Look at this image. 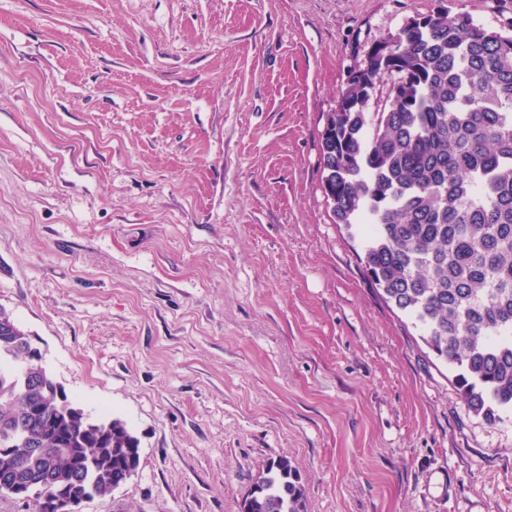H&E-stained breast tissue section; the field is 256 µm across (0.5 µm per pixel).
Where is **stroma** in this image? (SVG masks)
Masks as SVG:
<instances>
[{
	"label": "stroma",
	"mask_w": 512,
	"mask_h": 512,
	"mask_svg": "<svg viewBox=\"0 0 512 512\" xmlns=\"http://www.w3.org/2000/svg\"><path fill=\"white\" fill-rule=\"evenodd\" d=\"M0 0V307L140 442L81 512H238L285 457L307 512H512V412L335 223L320 135L372 45L437 3Z\"/></svg>",
	"instance_id": "1"
}]
</instances>
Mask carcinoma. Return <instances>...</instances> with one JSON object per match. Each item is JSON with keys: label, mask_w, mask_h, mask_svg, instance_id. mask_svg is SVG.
Here are the masks:
<instances>
[{"label": "carcinoma", "mask_w": 512, "mask_h": 512, "mask_svg": "<svg viewBox=\"0 0 512 512\" xmlns=\"http://www.w3.org/2000/svg\"><path fill=\"white\" fill-rule=\"evenodd\" d=\"M376 45L321 132L324 192L335 223L366 227L374 285L454 366L469 411L493 422L512 410V23L491 31L439 6ZM28 349L0 335V481L73 477L107 495L110 477L137 473L138 439L35 382ZM240 512H307L288 458L265 466Z\"/></svg>", "instance_id": "obj_1"}]
</instances>
